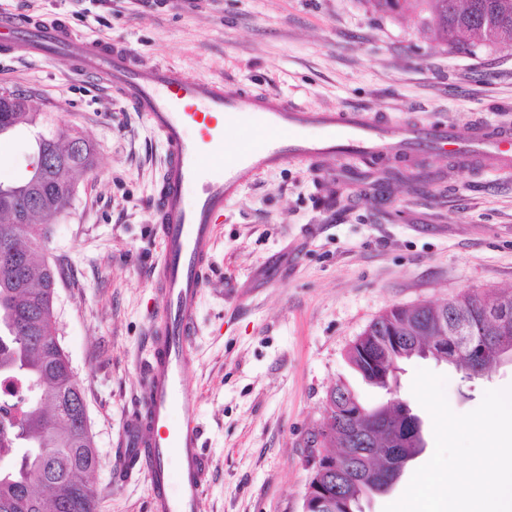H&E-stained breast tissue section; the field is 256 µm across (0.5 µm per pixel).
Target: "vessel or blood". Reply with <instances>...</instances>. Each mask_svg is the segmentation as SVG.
I'll list each match as a JSON object with an SVG mask.
<instances>
[{
	"mask_svg": "<svg viewBox=\"0 0 512 512\" xmlns=\"http://www.w3.org/2000/svg\"><path fill=\"white\" fill-rule=\"evenodd\" d=\"M0 45L30 58L66 55L79 74L119 90L165 145L153 204L161 253L150 276L165 305L154 321V352L142 367L141 400L126 422L121 450L129 465L146 474L151 512L201 510L209 462L202 450L199 399L190 392L186 373L194 359L192 338L217 223L244 184L287 162L316 164L345 152L439 148L512 171V131L478 126L461 139L447 125H409L396 134L367 112H312L267 96L246 107L223 82L130 64L120 48L79 38L57 22L30 28L0 16ZM190 190L195 196L189 201Z\"/></svg>",
	"mask_w": 512,
	"mask_h": 512,
	"instance_id": "1",
	"label": "vessel or blood"
}]
</instances>
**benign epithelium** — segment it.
Returning a JSON list of instances; mask_svg holds the SVG:
<instances>
[{"label":"benign epithelium","instance_id":"1","mask_svg":"<svg viewBox=\"0 0 512 512\" xmlns=\"http://www.w3.org/2000/svg\"><path fill=\"white\" fill-rule=\"evenodd\" d=\"M54 160L40 149H35L27 158L25 170L35 173L33 181H41L46 168L52 166ZM75 185L59 177L52 182L49 195L59 200H71ZM41 211V200L31 199L23 208H7L4 210L6 220L0 223V251H10L12 241L11 227L14 224H29L34 215ZM480 312L484 321L494 328L495 335L484 338L478 345H473L470 336L469 321L463 318L448 324V313L442 306H435V317L431 319L424 333L428 334L426 343L420 345L409 336H386L378 346L383 351L361 350L362 359L372 371L380 376L396 367V361H385L382 353H390L397 358L412 355L417 347L424 348L423 355L437 360L454 362L457 353L473 350V363L470 374L473 377L484 375L491 367H497L512 359V300L507 295L498 298H480ZM336 391H330L325 409L322 429L324 435L318 438L317 444L326 448L319 461L327 466L324 478L318 480V494L308 491L303 499V512H327L334 501L344 500L350 488L357 487V509L364 510L363 502L377 495L389 493L400 479L399 472L403 469L402 454L393 453L392 446L406 448L422 439L423 424L411 417L408 407L398 399H392L384 406V411L376 416H369L356 401L354 395L341 397L344 412L336 414ZM336 422L346 425L345 436L335 438L330 429L331 417ZM383 431L387 435L388 447H378L377 433ZM346 448L363 449V457L356 461H347L344 457L329 450L337 442Z\"/></svg>","mask_w":512,"mask_h":512}]
</instances>
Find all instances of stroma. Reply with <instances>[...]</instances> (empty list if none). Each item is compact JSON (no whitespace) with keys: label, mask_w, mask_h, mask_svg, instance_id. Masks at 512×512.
Segmentation results:
<instances>
[{"label":"stroma","mask_w":512,"mask_h":512,"mask_svg":"<svg viewBox=\"0 0 512 512\" xmlns=\"http://www.w3.org/2000/svg\"><path fill=\"white\" fill-rule=\"evenodd\" d=\"M59 19L81 37L123 46L133 62L221 80L243 100L272 95L312 111L371 113L392 131L446 124L459 134L512 127V48L453 52L422 32L417 10L369 0H0V14ZM0 88L35 94L45 130L75 129L94 146L44 253L61 276L57 337L83 389L99 465L98 512H149L144 474L117 451L141 394V365L161 301L150 271L161 244L152 204L164 147L102 79L62 59H14L0 47ZM417 173L412 188L389 166ZM187 384L200 401L210 468L201 512H302L330 390L344 382L367 407L387 403L348 362L355 340L395 306L512 290V174L432 151L365 166L289 162L258 173L230 201L213 246ZM396 393L423 422L425 448L383 512L435 450L416 369L445 376L450 408H477L512 386V363L468 382L434 358L400 362Z\"/></svg>","instance_id":"obj_1"}]
</instances>
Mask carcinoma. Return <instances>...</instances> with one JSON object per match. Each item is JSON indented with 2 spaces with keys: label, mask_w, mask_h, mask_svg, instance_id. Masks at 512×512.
<instances>
[{
  "label": "carcinoma",
  "mask_w": 512,
  "mask_h": 512,
  "mask_svg": "<svg viewBox=\"0 0 512 512\" xmlns=\"http://www.w3.org/2000/svg\"><path fill=\"white\" fill-rule=\"evenodd\" d=\"M421 25L435 40L456 51L485 46L512 47V0H415ZM39 112H12L0 118V137L36 122ZM85 145L63 172L72 180L90 166ZM24 178L0 181V203L26 195ZM21 266L0 264V374H9L31 391L21 415L6 419L12 407L0 405V448L18 449L19 461L0 469V512H97L88 476L98 466L90 428L76 425V409L63 398L61 384L68 359L50 327L51 295L46 288L51 268L31 228L19 230ZM453 314L474 322L471 336L492 334L477 319L467 296L448 303ZM416 314L394 307L371 322L366 336H413Z\"/></svg>",
  "instance_id": "obj_1"
}]
</instances>
